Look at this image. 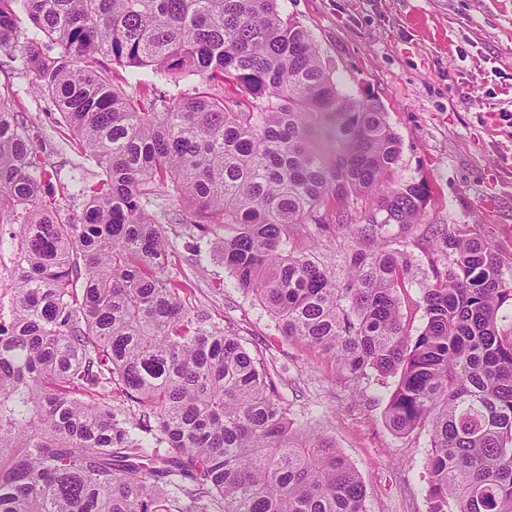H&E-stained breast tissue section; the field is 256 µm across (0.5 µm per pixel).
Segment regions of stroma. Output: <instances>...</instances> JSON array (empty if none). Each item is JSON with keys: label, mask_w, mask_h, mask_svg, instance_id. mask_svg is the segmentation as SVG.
<instances>
[{"label": "stroma", "mask_w": 512, "mask_h": 512, "mask_svg": "<svg viewBox=\"0 0 512 512\" xmlns=\"http://www.w3.org/2000/svg\"><path fill=\"white\" fill-rule=\"evenodd\" d=\"M285 16L313 36L323 61L346 94L377 99L400 140L398 180L424 183L421 224L402 234L410 274L398 292L405 329L425 323L422 286L443 268L425 227L445 224L478 237L512 267V0H280ZM0 94L22 112L46 173L42 196L62 220L77 222L84 199L67 190L77 155L60 144V115L39 93L27 51L0 59ZM168 276L188 305L237 336L256 357L275 365L274 382L295 426L335 442L358 470L367 512H431L426 493L427 430L394 435L385 421L395 377L370 371L355 379L320 350L284 339L276 318L238 288L209 238L201 255L185 244L198 234L189 223L165 227ZM354 243L336 224L289 235L286 249L314 253L342 271Z\"/></svg>", "instance_id": "obj_1"}]
</instances>
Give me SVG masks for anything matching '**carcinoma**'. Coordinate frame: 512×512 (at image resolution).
Returning a JSON list of instances; mask_svg holds the SVG:
<instances>
[{
  "instance_id": "carcinoma-1",
  "label": "carcinoma",
  "mask_w": 512,
  "mask_h": 512,
  "mask_svg": "<svg viewBox=\"0 0 512 512\" xmlns=\"http://www.w3.org/2000/svg\"><path fill=\"white\" fill-rule=\"evenodd\" d=\"M23 15L36 84L99 180L77 190L79 223L59 219L34 135L0 97V246L20 244L0 300V512H366L340 449L294 427L264 361L166 276L178 202L222 237L224 266L282 336L353 377L397 378L387 425L428 429L431 512H512V336L498 329L512 269L488 242L428 225L450 263L408 334V261L389 244L418 223L426 188L394 180L386 112L338 88L279 0H0L11 59ZM117 67L241 97L180 91L145 108ZM358 196L370 203L355 221ZM331 222L356 223L344 275L284 252L290 233Z\"/></svg>"
}]
</instances>
